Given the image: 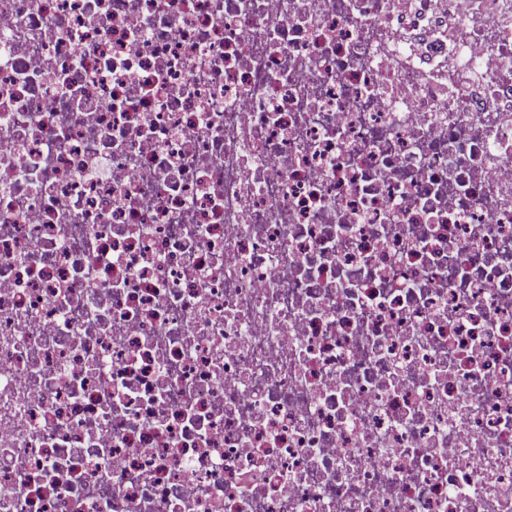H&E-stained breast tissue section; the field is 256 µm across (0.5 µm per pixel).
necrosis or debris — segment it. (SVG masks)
<instances>
[{"label":"necrosis or debris","instance_id":"4bbe7bcc","mask_svg":"<svg viewBox=\"0 0 512 512\" xmlns=\"http://www.w3.org/2000/svg\"><path fill=\"white\" fill-rule=\"evenodd\" d=\"M484 2L0 0V512H512Z\"/></svg>","mask_w":512,"mask_h":512}]
</instances>
